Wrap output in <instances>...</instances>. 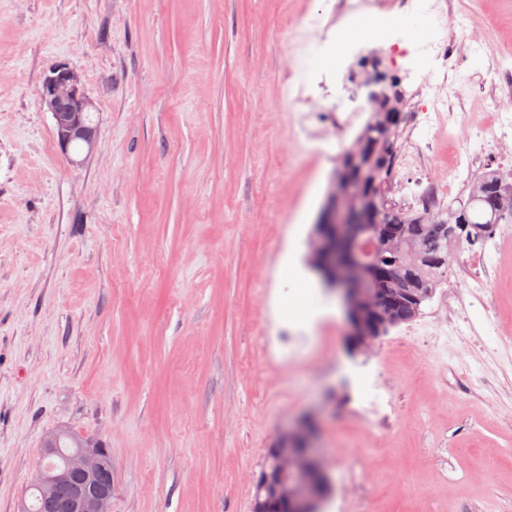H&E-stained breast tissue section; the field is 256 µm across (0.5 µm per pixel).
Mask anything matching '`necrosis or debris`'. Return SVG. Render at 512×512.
Masks as SVG:
<instances>
[{
	"mask_svg": "<svg viewBox=\"0 0 512 512\" xmlns=\"http://www.w3.org/2000/svg\"><path fill=\"white\" fill-rule=\"evenodd\" d=\"M457 0H336L338 20L357 18L373 24L381 17L405 24L408 17L426 18L432 27L428 40L415 43L396 39L389 43L388 53L396 59L414 56L431 63L430 85L438 94H430L420 86L415 101L408 109V133L403 145L392 158L390 177L394 187L419 212H435L447 204L450 196L471 187L488 159H496L497 170L512 172V109L496 112L490 123L467 127L459 143L447 176H440L433 162L437 153L435 133L438 129L462 124L459 110L462 85L470 80L469 62L478 47H470L468 55H460L451 44L448 33L467 34L476 24L475 18L459 12ZM512 244V204L504 209L497 233L487 239L477 258L452 260L448 266V320H438L426 328L427 335H447L449 329L483 341L495 337L505 342L512 331L505 328L497 312L494 284L505 251Z\"/></svg>",
	"mask_w": 512,
	"mask_h": 512,
	"instance_id": "4bbe7bcc",
	"label": "necrosis or debris"
}]
</instances>
